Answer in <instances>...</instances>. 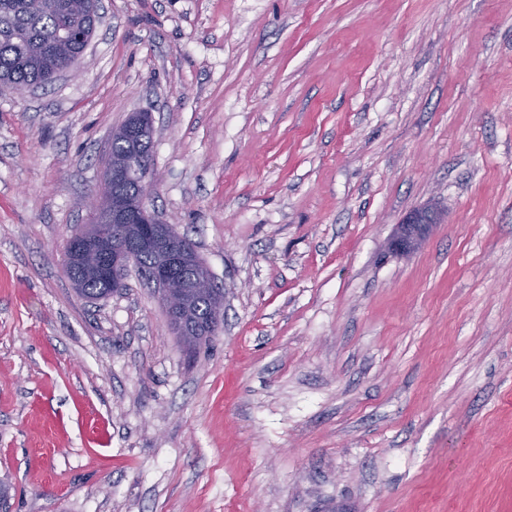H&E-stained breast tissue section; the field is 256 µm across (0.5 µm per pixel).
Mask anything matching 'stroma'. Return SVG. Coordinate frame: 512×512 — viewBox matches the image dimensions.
Returning a JSON list of instances; mask_svg holds the SVG:
<instances>
[{
	"label": "stroma",
	"instance_id": "obj_1",
	"mask_svg": "<svg viewBox=\"0 0 512 512\" xmlns=\"http://www.w3.org/2000/svg\"><path fill=\"white\" fill-rule=\"evenodd\" d=\"M98 7L71 71L0 85L7 512H512V0ZM132 112L224 290L193 349L136 268L65 273ZM436 219L434 211L428 208L412 212L397 226L390 247L399 253L415 251L428 237Z\"/></svg>",
	"mask_w": 512,
	"mask_h": 512
}]
</instances>
